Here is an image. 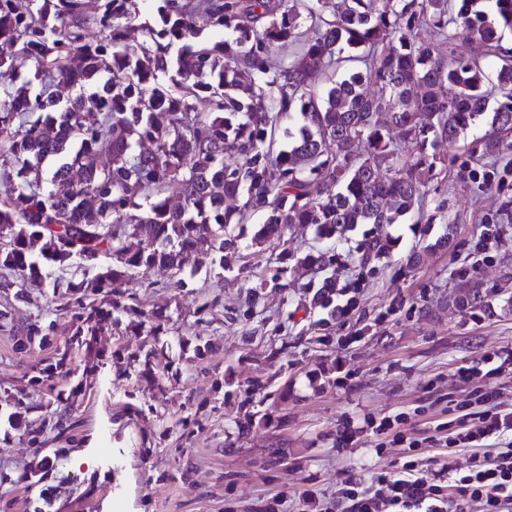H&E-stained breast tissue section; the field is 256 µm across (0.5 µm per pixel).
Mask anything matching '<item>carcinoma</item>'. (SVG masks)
<instances>
[{
    "label": "carcinoma",
    "mask_w": 512,
    "mask_h": 512,
    "mask_svg": "<svg viewBox=\"0 0 512 512\" xmlns=\"http://www.w3.org/2000/svg\"><path fill=\"white\" fill-rule=\"evenodd\" d=\"M507 33L512 0H0V180L14 183L0 267L31 282L52 266L96 271L55 284L83 343L97 317L157 333L162 315L106 300L143 266L193 277L207 259L238 278L237 226L255 215L250 247L297 225L331 240L370 224L357 260L379 261L399 245L386 228L413 216L429 235L447 216L448 169L480 192L512 183ZM280 43L297 57L276 56ZM57 80L80 94L61 102ZM493 89L496 133L465 142ZM280 260L251 293L304 269L335 326V250ZM444 305L489 307L477 281Z\"/></svg>",
    "instance_id": "cac0c4a2"
}]
</instances>
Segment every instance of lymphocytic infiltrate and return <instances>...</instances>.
<instances>
[{
  "mask_svg": "<svg viewBox=\"0 0 512 512\" xmlns=\"http://www.w3.org/2000/svg\"><path fill=\"white\" fill-rule=\"evenodd\" d=\"M475 396L485 412L476 425L459 426L448 439L449 446L472 449L463 467L444 455L433 468L420 470L414 458L419 443L412 439L413 427L404 413L344 428L340 439L345 443L359 434L394 432L406 460L394 475L347 473L336 487L335 507L324 505L320 512H459L461 498L480 502L483 512H512V409L501 408L497 390L480 389Z\"/></svg>",
  "mask_w": 512,
  "mask_h": 512,
  "instance_id": "1",
  "label": "lymphocytic infiltrate"
}]
</instances>
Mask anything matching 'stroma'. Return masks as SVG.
<instances>
[{
	"instance_id": "35a3bbf8",
	"label": "stroma",
	"mask_w": 512,
	"mask_h": 512,
	"mask_svg": "<svg viewBox=\"0 0 512 512\" xmlns=\"http://www.w3.org/2000/svg\"><path fill=\"white\" fill-rule=\"evenodd\" d=\"M447 198L454 238L432 254L414 224L392 226L399 247L365 267L351 262L348 243L294 228L284 248H335L337 275L354 300L329 332L309 306L308 275L287 289L261 287L284 249L274 243L242 249L237 279L202 272L182 287L166 270L138 269L114 288L162 314L160 332L107 322L88 347L74 342L63 309L64 284L83 269L50 268L51 285L39 286L0 268V512H265L279 495L283 512H303V491L335 496L345 472L400 469L398 445L379 454L359 436L336 444L345 421L400 412L412 413L423 456L434 458L476 387L459 369L512 350V311L500 304L502 290H512V223L483 221L503 199L453 177ZM414 249L426 257L412 268ZM471 279L491 312L444 308L451 288ZM254 285L253 316L237 317ZM33 324L52 326L49 344L19 349ZM340 336L353 344L337 345ZM200 338L213 345L204 359L194 352ZM147 353L152 377L138 372ZM53 363L52 381L32 384ZM18 399L20 427L10 420ZM38 455L48 466L31 482L25 474Z\"/></svg>"
}]
</instances>
